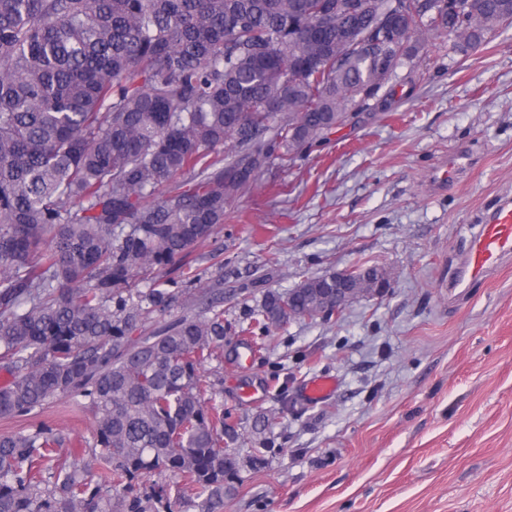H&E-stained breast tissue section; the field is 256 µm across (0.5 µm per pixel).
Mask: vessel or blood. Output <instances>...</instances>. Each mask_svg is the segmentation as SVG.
I'll return each instance as SVG.
<instances>
[{
  "label": "vessel or blood",
  "instance_id": "vessel-or-blood-1",
  "mask_svg": "<svg viewBox=\"0 0 512 512\" xmlns=\"http://www.w3.org/2000/svg\"><path fill=\"white\" fill-rule=\"evenodd\" d=\"M509 255H512L511 196L502 198L495 209L481 219L466 252L462 275L471 280L483 278Z\"/></svg>",
  "mask_w": 512,
  "mask_h": 512
}]
</instances>
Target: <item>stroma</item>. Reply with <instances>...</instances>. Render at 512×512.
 <instances>
[{"label":"stroma","mask_w":512,"mask_h":512,"mask_svg":"<svg viewBox=\"0 0 512 512\" xmlns=\"http://www.w3.org/2000/svg\"><path fill=\"white\" fill-rule=\"evenodd\" d=\"M294 165L266 172L209 239L138 280L224 292L221 392L236 491L218 512H512V258L453 283L483 213L512 191V26L464 53L434 40ZM456 180L435 178L457 152ZM277 259L267 262V246ZM364 263L389 294L242 332L265 294ZM336 383L312 402L308 381ZM91 436L62 399L0 419Z\"/></svg>","instance_id":"obj_1"}]
</instances>
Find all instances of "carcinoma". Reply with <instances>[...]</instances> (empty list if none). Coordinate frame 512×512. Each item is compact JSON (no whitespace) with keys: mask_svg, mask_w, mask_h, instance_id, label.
Returning <instances> with one entry per match:
<instances>
[{"mask_svg":"<svg viewBox=\"0 0 512 512\" xmlns=\"http://www.w3.org/2000/svg\"><path fill=\"white\" fill-rule=\"evenodd\" d=\"M451 2L0 0V418L62 397L96 417L64 456L49 425L0 433V512H216L236 476L201 374L224 354L222 292L130 283L375 96L389 60L512 25V0ZM386 3L400 19L382 37ZM256 155L266 167L232 176ZM334 287L330 271L270 291L255 322L303 318L325 305L304 289ZM155 475L182 484L133 493Z\"/></svg>","mask_w":512,"mask_h":512,"instance_id":"cac0c4a2","label":"carcinoma"}]
</instances>
